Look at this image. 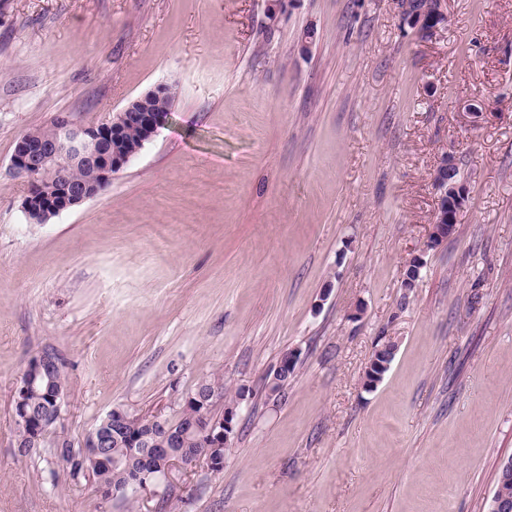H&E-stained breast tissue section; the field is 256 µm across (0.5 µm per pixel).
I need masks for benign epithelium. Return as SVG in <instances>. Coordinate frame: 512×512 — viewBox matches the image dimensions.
I'll return each instance as SVG.
<instances>
[{
    "label": "benign epithelium",
    "instance_id": "1",
    "mask_svg": "<svg viewBox=\"0 0 512 512\" xmlns=\"http://www.w3.org/2000/svg\"><path fill=\"white\" fill-rule=\"evenodd\" d=\"M403 18L419 26L421 34L428 37L448 26V13L443 0H434L429 10H418L410 0L401 2ZM172 91V86L159 84L138 99L132 101L122 111L98 126H85L74 122L70 115L60 114L55 119V138L45 141L34 132L24 134L15 146L11 157V170L15 177L22 179L27 191L21 208L32 224H44L51 218L98 196L112 184V178L138 151L122 150L120 142L122 129L132 124L140 128L143 139L149 141L168 119V114L155 112L148 100ZM80 166L90 172L86 180L74 181L60 175L53 189L46 192L42 188L43 175L50 169H68ZM455 167L443 158L434 172V182L440 191L435 217L430 225L428 243L436 246L448 239L457 223L458 215L464 205L466 188L453 177ZM54 363V353L44 351L32 357L25 364L22 374L29 384L47 373ZM238 409L224 413V424L218 428L201 426L191 421L190 429L199 437L215 440L229 445L230 430ZM108 433H91L84 442L93 461L114 465L118 459L106 451L105 440Z\"/></svg>",
    "mask_w": 512,
    "mask_h": 512
}]
</instances>
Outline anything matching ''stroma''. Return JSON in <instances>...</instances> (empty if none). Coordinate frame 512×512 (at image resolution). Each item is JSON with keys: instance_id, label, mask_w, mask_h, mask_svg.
Here are the masks:
<instances>
[{"instance_id": "1", "label": "stroma", "mask_w": 512, "mask_h": 512, "mask_svg": "<svg viewBox=\"0 0 512 512\" xmlns=\"http://www.w3.org/2000/svg\"><path fill=\"white\" fill-rule=\"evenodd\" d=\"M444 5L424 39L398 0H0V512H487L512 456V0ZM161 83L170 118L111 185L28 223L17 140ZM444 157L467 199L432 247ZM45 350L61 415L22 455ZM213 373L245 391L221 473L174 464L130 507L61 461ZM53 363L54 353L50 351H43L42 353L28 360L20 377L21 386L24 384L22 388V397H25L24 404L26 409L30 411L35 418L41 419L44 422V426L48 427L49 429H51L54 425L52 424L56 418L54 413H57L58 411V407L54 399L55 390H60L61 394L64 395L66 389V376L62 362L60 361L59 366L54 368L52 384L53 389L47 394H44V385L37 384L35 389H28V394L26 396V389L28 386L25 384L22 377L25 375L26 382L32 385L39 377L43 376L51 369ZM22 402L23 398H18V405H20L21 414H16L17 421L19 423H23L24 425L27 421H30L32 424H36V432L38 436L36 440H38L39 443L47 435V428L44 429L41 421L36 420L31 414L23 410Z\"/></svg>"}]
</instances>
